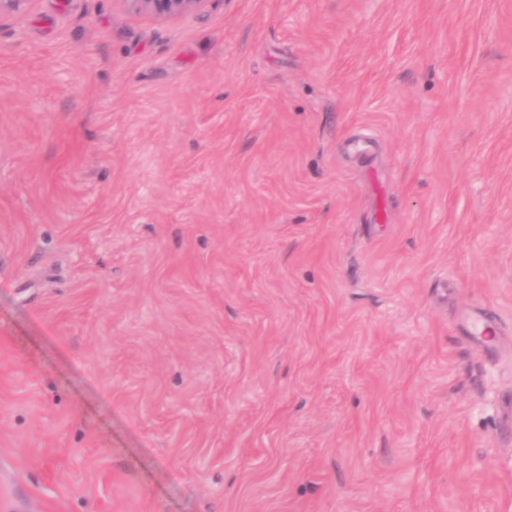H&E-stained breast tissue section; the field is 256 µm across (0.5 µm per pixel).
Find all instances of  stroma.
I'll list each match as a JSON object with an SVG mask.
<instances>
[{"label": "stroma", "instance_id": "obj_1", "mask_svg": "<svg viewBox=\"0 0 512 512\" xmlns=\"http://www.w3.org/2000/svg\"><path fill=\"white\" fill-rule=\"evenodd\" d=\"M511 407L512 0L0 17V512H512Z\"/></svg>", "mask_w": 512, "mask_h": 512}]
</instances>
